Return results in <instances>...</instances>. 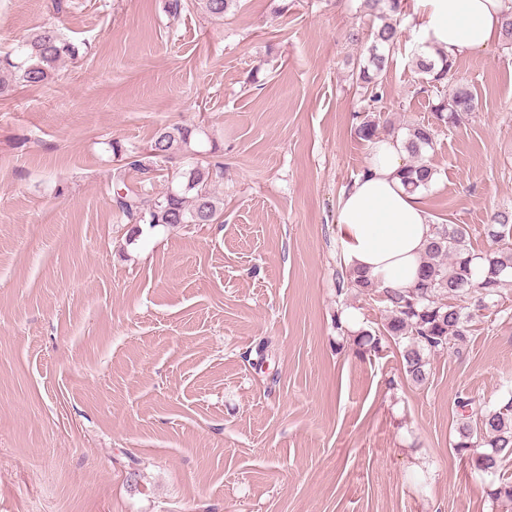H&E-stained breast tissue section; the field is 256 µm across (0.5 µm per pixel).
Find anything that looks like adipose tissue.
Segmentation results:
<instances>
[{"label":"adipose tissue","mask_w":512,"mask_h":512,"mask_svg":"<svg viewBox=\"0 0 512 512\" xmlns=\"http://www.w3.org/2000/svg\"><path fill=\"white\" fill-rule=\"evenodd\" d=\"M414 19L428 42L451 57L486 50L501 35L512 0H414ZM406 149L384 138L372 148L368 172L347 189L337 222L344 264L382 288L414 285L432 235V220L420 193L406 190L400 172Z\"/></svg>","instance_id":"obj_1"}]
</instances>
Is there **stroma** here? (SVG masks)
<instances>
[{"mask_svg": "<svg viewBox=\"0 0 512 512\" xmlns=\"http://www.w3.org/2000/svg\"><path fill=\"white\" fill-rule=\"evenodd\" d=\"M164 2L0 0L1 53L48 21L79 49L0 97V512H512L450 446L456 394L512 382V287L423 386L336 327L386 316L381 293H336L339 200L372 154L352 127L363 0ZM400 28L381 87L403 128L433 115ZM451 82L478 107L438 126L422 197L483 252L512 211V50L458 57ZM177 125L223 163V213L131 233L113 150Z\"/></svg>", "mask_w": 512, "mask_h": 512, "instance_id": "1", "label": "stroma"}]
</instances>
